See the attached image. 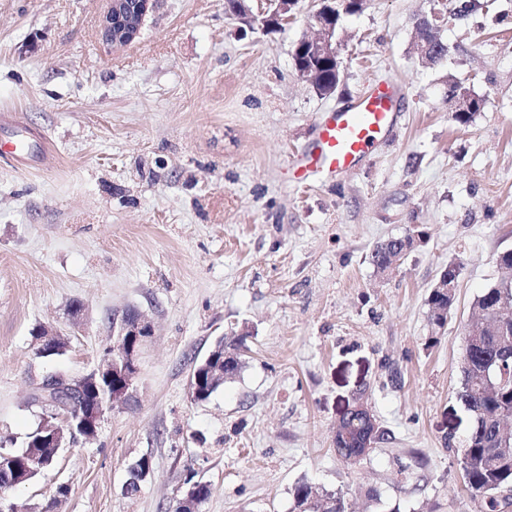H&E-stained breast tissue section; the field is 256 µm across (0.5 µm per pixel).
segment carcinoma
Wrapping results in <instances>:
<instances>
[{"mask_svg": "<svg viewBox=\"0 0 512 512\" xmlns=\"http://www.w3.org/2000/svg\"><path fill=\"white\" fill-rule=\"evenodd\" d=\"M471 107L452 112V120L467 127L483 107V101L472 95ZM512 298V284L504 280L489 284L477 295L474 307L480 312L476 331H464L460 357L462 375L459 398L469 418L464 440L462 469L468 487L479 503V512H506L512 507V429L501 426L502 420L512 418V340L503 343L502 337H512V323L504 327L498 319V309L504 299ZM454 296L434 288L427 298L429 322L434 329L444 327ZM243 365V350L239 343H216V350L193 372L189 386L201 392L200 400L209 399L222 385L212 372L222 368L224 377L236 375ZM344 434L336 440V452L342 455L350 448L362 453V439L372 433L377 440L387 432L364 418L357 410L340 422ZM40 433L27 434L20 450L0 448V460L19 459L38 447ZM293 512H346L343 499L335 493L318 492L308 484L295 485Z\"/></svg>", "mask_w": 512, "mask_h": 512, "instance_id": "1", "label": "carcinoma"}]
</instances>
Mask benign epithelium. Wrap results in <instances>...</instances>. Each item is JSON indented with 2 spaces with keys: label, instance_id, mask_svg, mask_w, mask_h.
<instances>
[{
  "label": "benign epithelium",
  "instance_id": "obj_1",
  "mask_svg": "<svg viewBox=\"0 0 512 512\" xmlns=\"http://www.w3.org/2000/svg\"><path fill=\"white\" fill-rule=\"evenodd\" d=\"M267 4L268 7L257 14L253 13L250 0H233L228 9L242 26L251 30L264 29L270 24L288 22L293 16L296 0H267ZM151 5L152 0H109L100 25L102 40L113 47L134 42L140 36ZM313 15L317 35L302 39L296 49H305L314 57L338 60L336 9L321 0ZM446 21L447 13L433 7L430 14L417 20V25L436 33ZM388 242L393 244L392 251L404 257L418 244L419 236L407 234L390 238ZM151 332L148 322L138 316L126 315L113 337L112 356L106 358L99 369L79 378L53 374L38 385L34 399L44 409L39 430L50 440L53 453H58L67 440L78 434L92 436L106 410L126 397L138 374L133 349L151 336ZM103 377L112 383V393L107 401L98 391L99 379Z\"/></svg>",
  "mask_w": 512,
  "mask_h": 512
}]
</instances>
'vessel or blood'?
Segmentation results:
<instances>
[{
  "instance_id": "1",
  "label": "vessel or blood",
  "mask_w": 512,
  "mask_h": 512,
  "mask_svg": "<svg viewBox=\"0 0 512 512\" xmlns=\"http://www.w3.org/2000/svg\"><path fill=\"white\" fill-rule=\"evenodd\" d=\"M401 96L399 85L379 83L351 105L323 114L311 146L289 164L294 180L310 183L356 168L396 125Z\"/></svg>"
}]
</instances>
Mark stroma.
Segmentation results:
<instances>
[{
	"instance_id": "stroma-1",
	"label": "stroma",
	"mask_w": 512,
	"mask_h": 512,
	"mask_svg": "<svg viewBox=\"0 0 512 512\" xmlns=\"http://www.w3.org/2000/svg\"><path fill=\"white\" fill-rule=\"evenodd\" d=\"M469 1L459 17L447 0V54L427 64L414 25L431 0H368L345 19L343 78L323 96L292 58L313 0L246 33L224 0H154L121 48L99 35L107 0H0V445L39 424L36 383L95 370L127 313L152 326L125 400L8 501L173 512L192 478L212 488L198 512H292L304 480L348 512H477L457 392L473 301L512 249V0ZM452 79L484 101L465 129ZM381 81L404 92L389 138L351 172L292 181L318 117ZM417 231L379 276L373 248ZM451 261L456 300L436 333L426 298ZM40 325L63 355H39ZM241 335V373L191 402L195 366ZM358 398L388 438L351 464L334 434ZM142 457L152 472L126 495Z\"/></svg>"
}]
</instances>
